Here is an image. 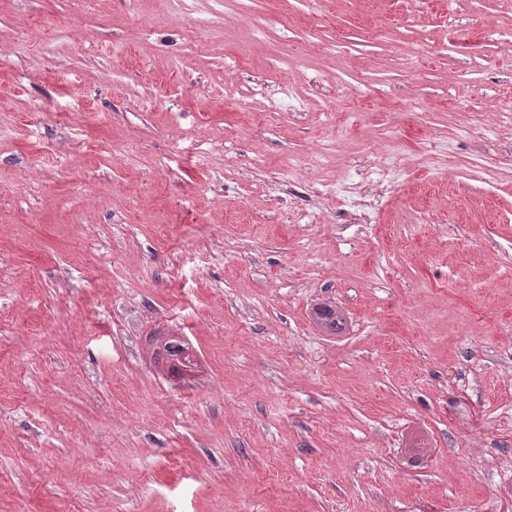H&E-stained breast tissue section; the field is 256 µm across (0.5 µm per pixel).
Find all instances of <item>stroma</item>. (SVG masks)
<instances>
[{
  "label": "stroma",
  "instance_id": "1",
  "mask_svg": "<svg viewBox=\"0 0 512 512\" xmlns=\"http://www.w3.org/2000/svg\"><path fill=\"white\" fill-rule=\"evenodd\" d=\"M487 437L512 0H0V512H512ZM316 322L330 334H335L342 324V317L335 305L320 304L314 309Z\"/></svg>",
  "mask_w": 512,
  "mask_h": 512
}]
</instances>
